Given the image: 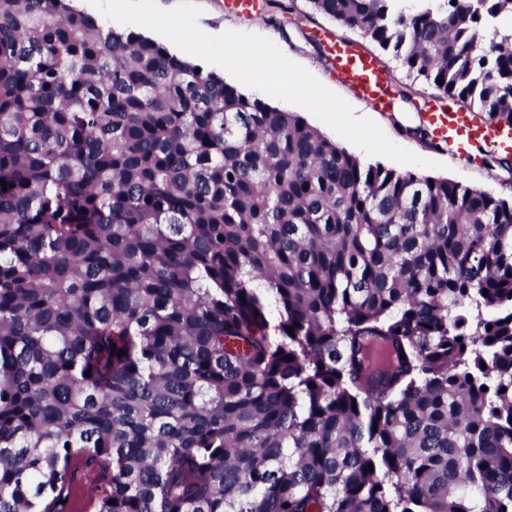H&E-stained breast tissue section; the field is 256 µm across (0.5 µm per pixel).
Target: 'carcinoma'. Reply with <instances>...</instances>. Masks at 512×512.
I'll return each mask as SVG.
<instances>
[{
    "label": "carcinoma",
    "mask_w": 512,
    "mask_h": 512,
    "mask_svg": "<svg viewBox=\"0 0 512 512\" xmlns=\"http://www.w3.org/2000/svg\"><path fill=\"white\" fill-rule=\"evenodd\" d=\"M307 2L512 122V0ZM0 180V512H512V199L66 0H0Z\"/></svg>",
    "instance_id": "carcinoma-1"
}]
</instances>
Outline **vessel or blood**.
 Instances as JSON below:
<instances>
[{
  "instance_id": "b4317fda",
  "label": "vessel or blood",
  "mask_w": 512,
  "mask_h": 512,
  "mask_svg": "<svg viewBox=\"0 0 512 512\" xmlns=\"http://www.w3.org/2000/svg\"><path fill=\"white\" fill-rule=\"evenodd\" d=\"M324 54L338 80L356 97L384 112L393 104L391 73L355 43L321 30L316 34ZM423 128L433 141L448 144L459 154H467L471 146L492 145L500 152H512V127L480 125L471 114L453 105H432L421 114Z\"/></svg>"
}]
</instances>
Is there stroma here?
Instances as JSON below:
<instances>
[{
    "label": "stroma",
    "mask_w": 512,
    "mask_h": 512,
    "mask_svg": "<svg viewBox=\"0 0 512 512\" xmlns=\"http://www.w3.org/2000/svg\"><path fill=\"white\" fill-rule=\"evenodd\" d=\"M203 12L199 27L206 33L217 35L228 30L255 33L271 39L292 61L311 72L324 86L338 94L354 109L356 115L375 121L395 144L412 152L423 153L426 159L442 163L438 175L465 186L488 190L503 197L512 196V167L489 164L492 152L459 156L449 152L447 146H435L416 135L418 114L432 104L436 90L409 74L401 63L375 43L363 38L357 31L341 28L334 20L311 10L307 0H282L281 7H264L257 15L229 12L224 0H198ZM327 30L346 38L363 50L373 54L380 64L394 76L396 84L406 87L411 98L395 101L388 112L375 111L366 102L353 97L331 72L323 56V47L315 33Z\"/></svg>",
    "instance_id": "1"
}]
</instances>
